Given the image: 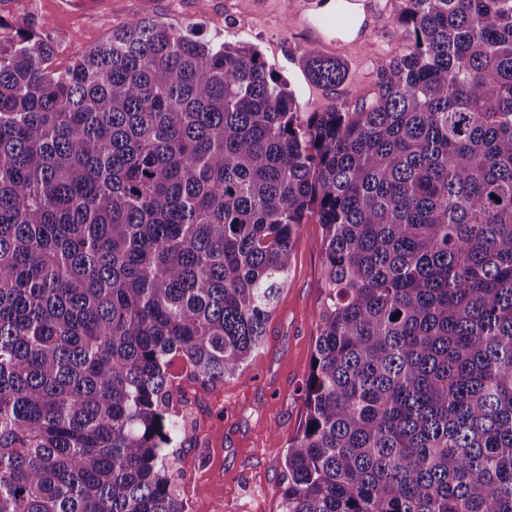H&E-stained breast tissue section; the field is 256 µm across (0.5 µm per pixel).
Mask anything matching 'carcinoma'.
Returning a JSON list of instances; mask_svg holds the SVG:
<instances>
[{
  "label": "carcinoma",
  "mask_w": 512,
  "mask_h": 512,
  "mask_svg": "<svg viewBox=\"0 0 512 512\" xmlns=\"http://www.w3.org/2000/svg\"><path fill=\"white\" fill-rule=\"evenodd\" d=\"M396 2L407 52L352 112L159 20L62 73L0 40V512H186L169 367L242 374L310 218L282 512H512V0Z\"/></svg>",
  "instance_id": "cac0c4a2"
}]
</instances>
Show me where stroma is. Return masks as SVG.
<instances>
[{
    "label": "stroma",
    "mask_w": 512,
    "mask_h": 512,
    "mask_svg": "<svg viewBox=\"0 0 512 512\" xmlns=\"http://www.w3.org/2000/svg\"><path fill=\"white\" fill-rule=\"evenodd\" d=\"M373 2L364 33L336 30L332 45L310 42L290 16L289 0H0V36L20 26L49 33L52 67L62 72L129 21L193 27L205 39L251 43L268 69L290 81L299 111L326 112L370 102L380 70L407 51L395 31V0ZM308 51L340 59L345 82L331 89L307 81ZM322 237L316 221L302 225L288 284L242 377L205 384L181 360L169 368L184 428L167 462L186 512H281V463L307 414L302 387L318 336Z\"/></svg>",
    "instance_id": "obj_1"
}]
</instances>
